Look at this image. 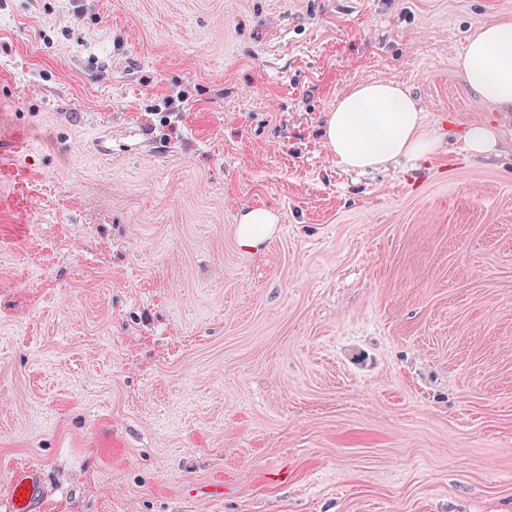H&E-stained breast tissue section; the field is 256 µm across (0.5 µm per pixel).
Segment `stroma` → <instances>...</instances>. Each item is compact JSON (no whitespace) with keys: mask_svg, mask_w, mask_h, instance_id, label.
Wrapping results in <instances>:
<instances>
[{"mask_svg":"<svg viewBox=\"0 0 512 512\" xmlns=\"http://www.w3.org/2000/svg\"><path fill=\"white\" fill-rule=\"evenodd\" d=\"M504 15L0 0V512L19 464L34 512H512V112L457 66ZM368 80L429 156L337 167ZM496 136L494 132L484 125H472L466 134V145L474 155L485 154L495 148ZM278 218L264 207H249L242 211L236 226V240L247 253L260 252L276 232Z\"/></svg>","mask_w":512,"mask_h":512,"instance_id":"obj_1","label":"stroma"}]
</instances>
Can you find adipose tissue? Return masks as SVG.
<instances>
[{"label": "adipose tissue", "mask_w": 512, "mask_h": 512, "mask_svg": "<svg viewBox=\"0 0 512 512\" xmlns=\"http://www.w3.org/2000/svg\"><path fill=\"white\" fill-rule=\"evenodd\" d=\"M458 67L479 101L512 111V19L498 18L479 27ZM323 136L337 166L348 171L421 158L432 151L415 101L400 85L384 80L351 86L329 112ZM277 222L270 209H244L236 226L241 250H263L274 236Z\"/></svg>", "instance_id": "ef3b65f1"}]
</instances>
